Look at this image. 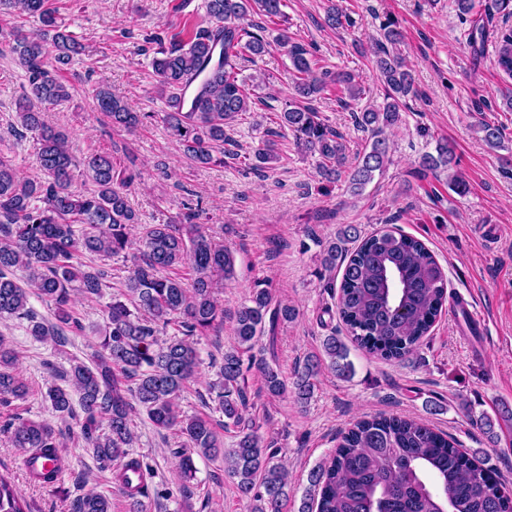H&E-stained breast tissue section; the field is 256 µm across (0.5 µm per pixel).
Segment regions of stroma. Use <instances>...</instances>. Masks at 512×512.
Wrapping results in <instances>:
<instances>
[{
	"instance_id": "stroma-1",
	"label": "stroma",
	"mask_w": 512,
	"mask_h": 512,
	"mask_svg": "<svg viewBox=\"0 0 512 512\" xmlns=\"http://www.w3.org/2000/svg\"><path fill=\"white\" fill-rule=\"evenodd\" d=\"M334 3L347 15L337 30L324 23ZM49 5L85 51L62 71L71 97L48 109L46 121L68 133L76 157L107 153L140 172L130 202L141 223L180 222L193 212L197 224L233 252L235 277L221 296L226 312L247 303L259 281L268 283L274 302L294 310L292 319L280 321L275 333L264 334L257 344L285 380H293L307 358L322 355L326 337L346 336L320 265L324 245L342 225H357L366 234L386 225L397 228L423 241L447 275L446 309L419 351L404 362L350 347L352 376L323 370L304 404L288 393L270 396L260 373L247 372V416L290 472L287 512H300L309 474L335 449L339 431L374 412L418 417L447 431L477 451L484 467L512 489V111L502 99L512 90V79L497 68L493 46L473 55L470 25L458 18L455 0H283L281 17L263 21L267 38L288 32L313 47L320 67L355 75L365 105L384 100L372 52L381 25L391 19L402 31L400 50L413 69L418 96L390 132L392 162L384 177L358 197L349 195L346 180L322 179L317 156L301 152L285 128L277 139L279 163L253 171V152L277 123L275 112L260 100L273 95L284 103L290 94V61L282 48L273 45L256 62L245 63L244 75L265 76L264 84L251 90L259 102L227 128L231 153L223 163L202 167L184 155L164 126L167 105L156 87L147 40L158 34L170 44L187 26L202 25L204 0H49ZM16 28L33 33L39 23L18 13L0 14V155L31 176L32 137L6 132L28 84L5 49ZM101 84L144 113L135 131L113 127L96 111L93 94ZM318 109L342 134L348 155H355L366 135L351 109L332 98L321 100ZM484 123L500 128L501 149L483 141ZM440 140L454 147L451 173L420 171L421 156L434 152ZM452 173L466 181L467 193L449 190ZM108 266L109 288L95 302L76 301L85 330L65 343L35 340L26 319L0 321V335L14 348L17 370L30 388L25 400L0 406V423L10 412L51 422L63 437L67 461L56 483H32L24 454L0 433V463L31 512H74L76 500L91 491L108 497L112 512H128L113 470L101 468L81 436V412L58 418L44 398L50 385L68 386L65 373L72 360L89 361L95 351L93 328L103 324L113 296L123 292L132 263L119 256ZM233 344L228 321L197 339L198 372L179 399L186 414L205 413L202 400ZM483 416L491 420V430L476 426ZM133 425L132 453L150 466V488L170 491L151 512H251V502L218 461L196 458L195 478L180 491L170 454L180 442L177 432L157 430L138 413Z\"/></svg>"
}]
</instances>
